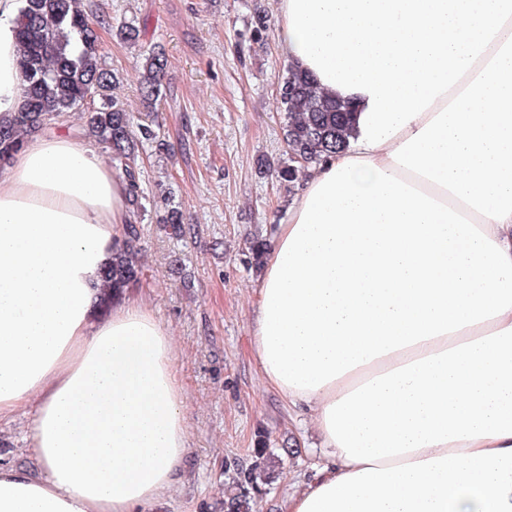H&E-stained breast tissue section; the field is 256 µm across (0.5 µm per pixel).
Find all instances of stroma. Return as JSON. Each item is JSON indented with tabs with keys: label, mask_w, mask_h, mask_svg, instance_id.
<instances>
[{
	"label": "stroma",
	"mask_w": 512,
	"mask_h": 512,
	"mask_svg": "<svg viewBox=\"0 0 512 512\" xmlns=\"http://www.w3.org/2000/svg\"><path fill=\"white\" fill-rule=\"evenodd\" d=\"M98 23L101 63L118 78L114 94L136 122L150 125L134 164L147 212L140 241L144 277L129 293L170 328L185 389L189 451L183 479L155 512H224L238 468L251 466L257 441L293 446L253 512H285L299 476L320 455L311 424L267 388L251 355L252 239H272L297 184L279 182L261 161L290 163L279 86L287 55L276 40L279 0H80ZM266 15L262 40L251 37ZM136 25L128 42L118 25ZM168 59L163 96L146 107L137 76L146 50ZM179 208L195 233L170 238L157 218ZM29 414L0 427V465L39 474L29 450Z\"/></svg>",
	"instance_id": "35a3bbf8"
}]
</instances>
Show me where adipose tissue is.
<instances>
[{"mask_svg": "<svg viewBox=\"0 0 512 512\" xmlns=\"http://www.w3.org/2000/svg\"><path fill=\"white\" fill-rule=\"evenodd\" d=\"M276 26L356 112L253 290L264 382L323 449L288 512H512V0H280ZM128 191L64 132L0 168V422L31 410L44 469L0 466V512H150L181 480L168 326L135 296L96 316Z\"/></svg>", "mask_w": 512, "mask_h": 512, "instance_id": "adipose-tissue-1", "label": "adipose tissue"}]
</instances>
